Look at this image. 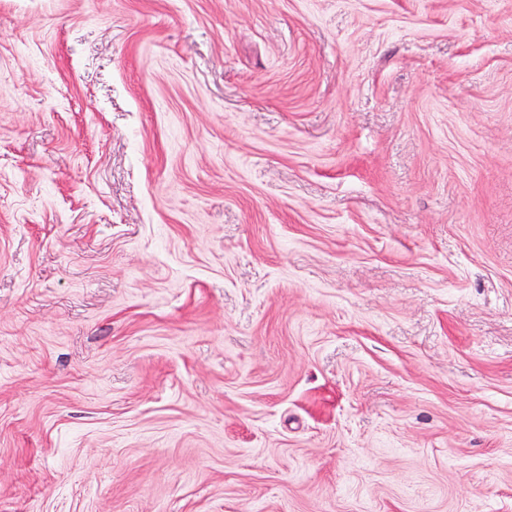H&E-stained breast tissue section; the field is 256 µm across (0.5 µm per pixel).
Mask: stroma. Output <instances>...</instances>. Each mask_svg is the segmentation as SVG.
Returning <instances> with one entry per match:
<instances>
[{
    "label": "stroma",
    "mask_w": 512,
    "mask_h": 512,
    "mask_svg": "<svg viewBox=\"0 0 512 512\" xmlns=\"http://www.w3.org/2000/svg\"><path fill=\"white\" fill-rule=\"evenodd\" d=\"M0 512H512V0H0Z\"/></svg>",
    "instance_id": "1"
}]
</instances>
